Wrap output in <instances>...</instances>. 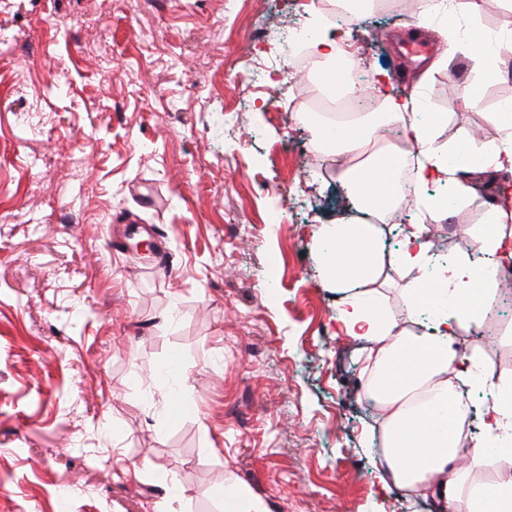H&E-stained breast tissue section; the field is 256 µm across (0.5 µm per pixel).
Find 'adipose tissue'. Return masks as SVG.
Masks as SVG:
<instances>
[{
	"label": "adipose tissue",
	"mask_w": 512,
	"mask_h": 512,
	"mask_svg": "<svg viewBox=\"0 0 512 512\" xmlns=\"http://www.w3.org/2000/svg\"><path fill=\"white\" fill-rule=\"evenodd\" d=\"M380 112L359 114L347 123L324 124L318 142L347 162L337 172L345 193L371 215L365 224H322L313 237L322 281L342 295L337 321L343 335L364 342L362 387L382 408L384 454L375 459L383 489H396L430 502L435 512H512V450L489 459L488 448L512 432V375L497 372L478 352L461 353L463 324H478L481 311L470 301L473 286L486 299L497 294L500 269L512 266V212L489 207L492 232L481 238V261L462 255L445 265L431 253L427 223L441 217L427 193L429 183L452 179L446 148L434 136L430 116L407 117V106L383 97ZM401 124L402 146L384 143V122ZM416 152L414 194L419 223L410 225L396 250L385 251L377 218L396 202L392 167L402 147ZM468 169L512 168V114L492 141L469 143ZM417 270L405 290L410 313L428 296L448 304L430 333L402 328L386 312L377 285L390 271ZM483 386L498 398L473 410L471 395Z\"/></svg>",
	"instance_id": "1"
}]
</instances>
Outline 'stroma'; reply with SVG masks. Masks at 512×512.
<instances>
[{
  "mask_svg": "<svg viewBox=\"0 0 512 512\" xmlns=\"http://www.w3.org/2000/svg\"><path fill=\"white\" fill-rule=\"evenodd\" d=\"M0 0V512H429L381 488L378 410L338 336L317 225L361 216L284 90L270 31L346 30L438 141L498 134L512 62L443 17L348 27L319 0ZM432 50L405 66L413 31ZM471 91L476 107L460 105ZM434 251L479 246L461 212ZM487 358L512 373V286ZM228 512H270L260 499L253 498L245 490H239L231 497Z\"/></svg>",
  "mask_w": 512,
  "mask_h": 512,
  "instance_id": "obj_1",
  "label": "stroma"
}]
</instances>
